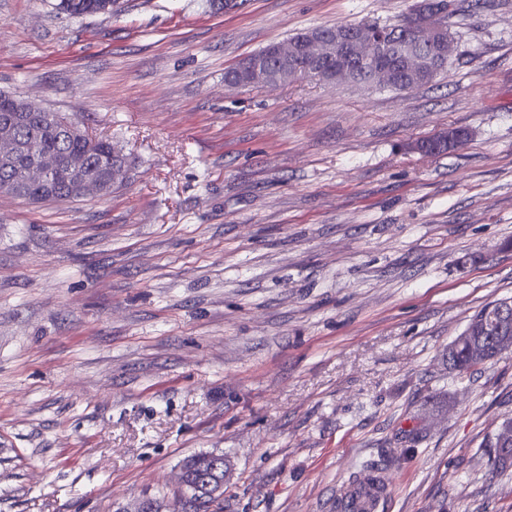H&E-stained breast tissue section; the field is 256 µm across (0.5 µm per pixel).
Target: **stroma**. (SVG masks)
<instances>
[{
	"mask_svg": "<svg viewBox=\"0 0 512 512\" xmlns=\"http://www.w3.org/2000/svg\"><path fill=\"white\" fill-rule=\"evenodd\" d=\"M56 2L0 0V91L131 167L104 199L0 196V512L169 496L212 451L222 512H336L366 461L377 512H512L481 446L512 418V355L446 363L512 297V0H453L447 72L403 92L224 71L417 0ZM106 1L110 0H59L56 7L75 18L87 15L112 14L103 10V3Z\"/></svg>",
	"mask_w": 512,
	"mask_h": 512,
	"instance_id": "1",
	"label": "stroma"
}]
</instances>
